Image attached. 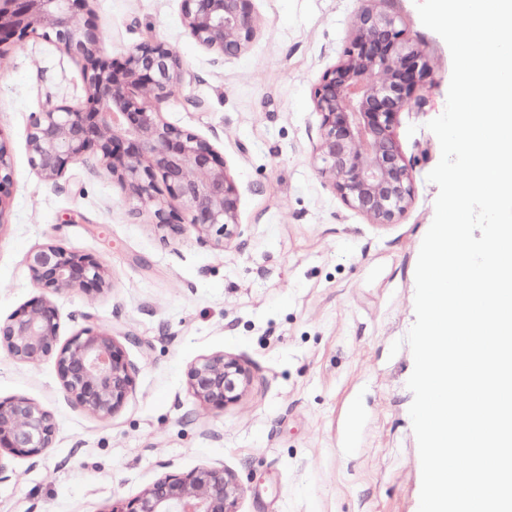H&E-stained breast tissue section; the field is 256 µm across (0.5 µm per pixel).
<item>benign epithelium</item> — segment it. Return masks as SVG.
Masks as SVG:
<instances>
[{"label": "benign epithelium", "instance_id": "1", "mask_svg": "<svg viewBox=\"0 0 512 512\" xmlns=\"http://www.w3.org/2000/svg\"><path fill=\"white\" fill-rule=\"evenodd\" d=\"M90 0H0V57L30 39L54 42L82 68L85 97L32 113L29 162L60 186L68 166H103L129 192L136 212L160 229L188 226L216 249L241 236L240 196L224 156L208 139L166 122L152 103L163 102L183 79L179 56L149 39L124 58L109 57L93 23ZM193 40L221 58L237 57L255 41L253 0H181ZM424 54L396 19L376 8L356 15L338 63L313 89L320 115L315 147L318 172L342 200L374 224H393L414 197L412 170L396 133L400 114L431 76ZM10 149L0 139V207L14 186ZM181 209L165 205L164 197ZM40 295L0 320V349L26 364L54 362L59 384L78 409L99 418L117 412L132 392L137 368L110 332L86 327L60 341L55 296L108 287L97 257L46 244L26 259ZM252 382L250 370L224 353L203 357L187 371L202 403L221 410ZM57 422L43 404L25 396L0 400V451L34 458L54 447ZM240 488L222 469L202 466L168 474L112 512H238Z\"/></svg>", "mask_w": 512, "mask_h": 512}]
</instances>
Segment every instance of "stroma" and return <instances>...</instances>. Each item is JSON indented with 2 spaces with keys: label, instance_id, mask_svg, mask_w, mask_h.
Instances as JSON below:
<instances>
[{
  "label": "stroma",
  "instance_id": "stroma-1",
  "mask_svg": "<svg viewBox=\"0 0 512 512\" xmlns=\"http://www.w3.org/2000/svg\"><path fill=\"white\" fill-rule=\"evenodd\" d=\"M259 35L219 58L186 30L181 0H93L109 56L147 39L169 44L181 84L165 120L209 139L240 191L242 242L214 249L192 230L163 231L102 168L71 165L62 186L31 167L32 113L85 95L80 64L32 39L0 58V137L15 171L0 205V319L38 293L27 254L49 242L91 254L109 286L55 298L61 337L94 325L133 336L134 389L108 419L73 407L53 361L0 351V399L50 408L54 448L0 455V512H110L155 479L199 466L236 476L239 512H418L421 464L409 408L415 267L439 189L427 179L440 145L427 124L445 109L451 55L414 0H254ZM378 7L432 66L397 135L414 201L395 224H373L319 175L312 91L341 58L357 13ZM200 99L202 108L189 105ZM398 353H391L394 341ZM226 353L249 367L243 398L222 410L187 385L198 359Z\"/></svg>",
  "mask_w": 512,
  "mask_h": 512
}]
</instances>
